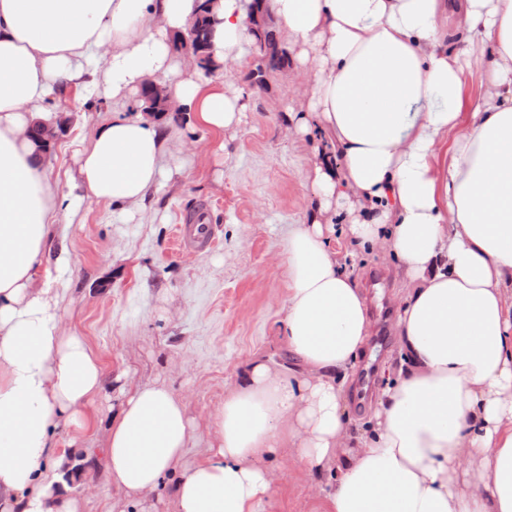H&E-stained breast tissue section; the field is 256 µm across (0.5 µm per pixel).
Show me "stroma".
<instances>
[{
	"mask_svg": "<svg viewBox=\"0 0 512 512\" xmlns=\"http://www.w3.org/2000/svg\"><path fill=\"white\" fill-rule=\"evenodd\" d=\"M258 57L249 50L233 71L209 75L214 83L243 88L247 106L241 123L225 131L223 152L181 155L170 179L138 212L86 202L72 218L62 316L66 328L82 336L99 358L105 378L103 391L89 405L96 426L79 436L94 461L68 485L82 512H175L166 480L139 506L85 490L86 484L104 481L100 460L117 375L130 382L159 381L182 399L201 423L187 450L191 461L206 446L203 421L223 402L240 365L258 353L284 356L278 336L280 304L288 293L285 238L289 225L307 215L305 182L313 144L288 132L300 83L290 72L291 59H284L261 88L247 80ZM55 106L72 119L46 159L52 187L63 194L78 152L111 116L112 104L103 95L90 100L78 92ZM204 202L211 206L217 248L176 252L177 225ZM334 247L365 289L373 332L390 337L382 353L370 356L382 367L396 356L398 340L393 315L382 318L375 309L393 303L401 278L393 261L381 255L346 259L345 237H337Z\"/></svg>",
	"mask_w": 512,
	"mask_h": 512,
	"instance_id": "stroma-1",
	"label": "stroma"
}]
</instances>
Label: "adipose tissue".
Returning a JSON list of instances; mask_svg holds the SVG:
<instances>
[{"label":"adipose tissue","instance_id":"1","mask_svg":"<svg viewBox=\"0 0 512 512\" xmlns=\"http://www.w3.org/2000/svg\"><path fill=\"white\" fill-rule=\"evenodd\" d=\"M251 3L0 0V512H81L56 436L90 428L104 376L64 332L47 274L51 250L69 268L59 215L86 198L137 209L159 184L174 134L139 109L147 80L223 150L243 95L182 69L172 38L209 7L206 53L237 63ZM270 13L305 75L292 128L316 138L308 215L285 244L289 359L241 365L191 462L183 402L155 380L120 385L105 483L142 503L174 473L175 512H269L285 450L312 512H512V0H271ZM454 31L470 34L464 50ZM59 87L112 102L64 195L30 136L55 122ZM339 232L393 256L403 281L398 355L358 433L346 391L371 321Z\"/></svg>","mask_w":512,"mask_h":512}]
</instances>
